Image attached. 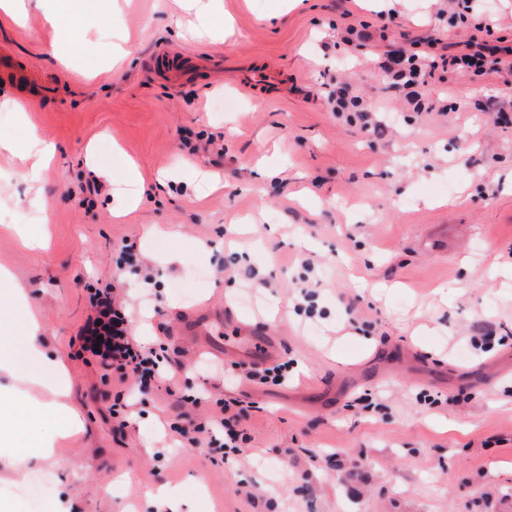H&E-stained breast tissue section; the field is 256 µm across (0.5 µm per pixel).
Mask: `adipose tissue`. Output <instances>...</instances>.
Returning <instances> with one entry per match:
<instances>
[{
	"instance_id": "obj_1",
	"label": "adipose tissue",
	"mask_w": 512,
	"mask_h": 512,
	"mask_svg": "<svg viewBox=\"0 0 512 512\" xmlns=\"http://www.w3.org/2000/svg\"><path fill=\"white\" fill-rule=\"evenodd\" d=\"M10 319L0 315V376L14 383L0 387V453L13 467L14 482H21L27 464L47 458L59 439L76 427L62 399L68 393L65 380L57 375L60 363L47 357L42 347L43 327L37 320L25 326L23 341L29 357L42 364V371H24L19 366L15 343L9 336Z\"/></svg>"
}]
</instances>
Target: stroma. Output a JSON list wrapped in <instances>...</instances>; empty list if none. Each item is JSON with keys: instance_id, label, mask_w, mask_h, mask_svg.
Segmentation results:
<instances>
[{"instance_id": "1", "label": "stroma", "mask_w": 512, "mask_h": 512, "mask_svg": "<svg viewBox=\"0 0 512 512\" xmlns=\"http://www.w3.org/2000/svg\"><path fill=\"white\" fill-rule=\"evenodd\" d=\"M74 2L91 41L71 44V68L33 0L0 11V100L26 107L0 111L16 146L0 150V269L28 295L14 335L42 323L82 423L22 484L1 460L0 496L22 512H158L146 492L169 485L205 492L182 512H512V127L486 109L512 92L450 73L416 112L375 68L394 43L458 50L472 22L442 29L448 0H223L220 36L193 38L186 0ZM350 25L364 46L343 44ZM176 58L211 68L163 76ZM338 79L382 133L333 115ZM33 137L56 146L35 185ZM126 239L150 281L122 260ZM307 266L309 312L295 288ZM91 284L115 286L139 342L178 363L120 432L109 408L137 381L76 356ZM195 308L280 339L290 382L256 386L254 362L197 353L180 333ZM232 398L249 417L224 461L171 431Z\"/></svg>"}]
</instances>
